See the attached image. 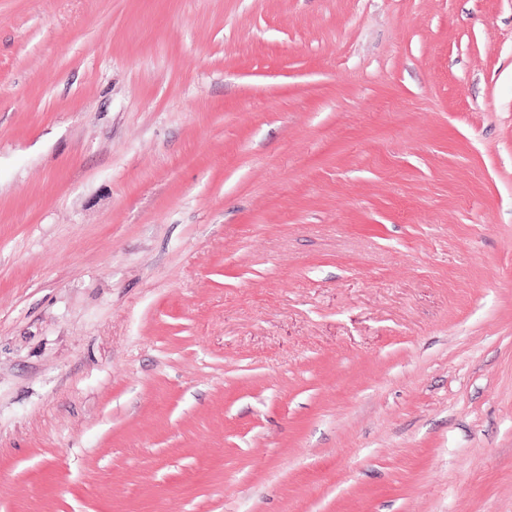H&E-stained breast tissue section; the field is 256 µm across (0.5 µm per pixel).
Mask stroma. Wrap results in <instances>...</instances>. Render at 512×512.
Instances as JSON below:
<instances>
[{"label": "stroma", "mask_w": 512, "mask_h": 512, "mask_svg": "<svg viewBox=\"0 0 512 512\" xmlns=\"http://www.w3.org/2000/svg\"><path fill=\"white\" fill-rule=\"evenodd\" d=\"M0 512H512V0H0Z\"/></svg>", "instance_id": "35a3bbf8"}]
</instances>
